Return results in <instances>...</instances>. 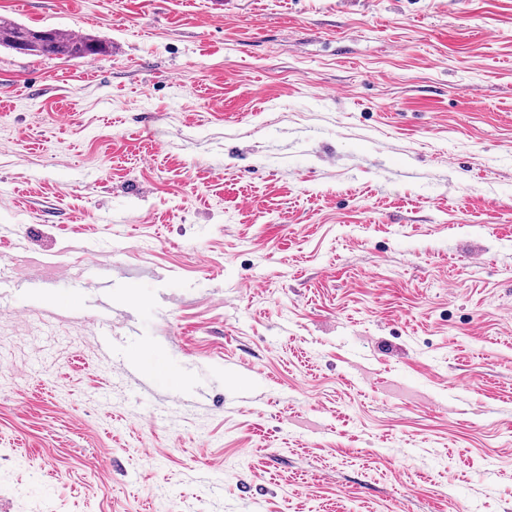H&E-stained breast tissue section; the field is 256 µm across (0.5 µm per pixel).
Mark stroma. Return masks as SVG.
Segmentation results:
<instances>
[{"label": "stroma", "instance_id": "stroma-1", "mask_svg": "<svg viewBox=\"0 0 512 512\" xmlns=\"http://www.w3.org/2000/svg\"><path fill=\"white\" fill-rule=\"evenodd\" d=\"M1 16L0 512H512V0ZM58 28H33L0 17V47L18 53L83 60L105 52L106 47L91 35L72 36Z\"/></svg>", "mask_w": 512, "mask_h": 512}]
</instances>
